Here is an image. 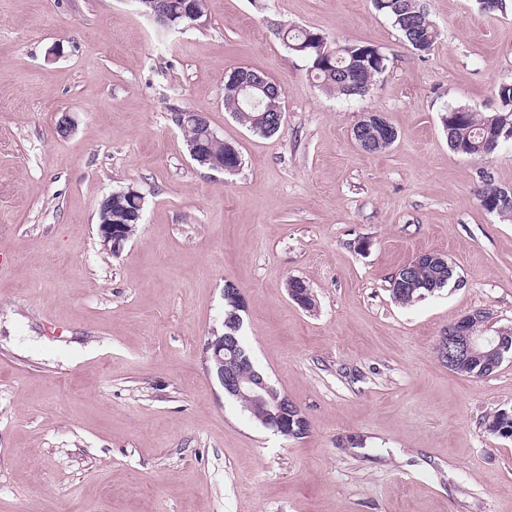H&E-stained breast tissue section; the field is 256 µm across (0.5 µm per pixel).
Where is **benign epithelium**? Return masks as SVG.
Segmentation results:
<instances>
[{
	"label": "benign epithelium",
	"mask_w": 512,
	"mask_h": 512,
	"mask_svg": "<svg viewBox=\"0 0 512 512\" xmlns=\"http://www.w3.org/2000/svg\"><path fill=\"white\" fill-rule=\"evenodd\" d=\"M200 112H185L180 123L183 125L197 124L204 128L203 135L211 141L219 140L217 133L205 126ZM384 118L375 112L363 114L352 128V136L358 146H363L369 136H374L376 146L389 147L395 135L389 130L383 133L372 132L373 127L381 126ZM132 228L127 224H100L98 236L104 249L117 254L131 238ZM490 313L484 309L474 310L462 315L448 325L438 338L437 350L442 359L450 367L474 364L495 357L499 363L512 356V340L505 336V328L495 331L490 329ZM237 356L234 337L229 336L219 343L207 340L204 347V363L209 373L213 374L224 389V393L237 399L249 398L262 400L264 395L273 397V405L266 409L263 417L265 424L275 432L289 435L295 427H304L307 419L301 409L288 396L276 398L278 390L267 379L257 373L248 381H242L234 371Z\"/></svg>",
	"instance_id": "1"
}]
</instances>
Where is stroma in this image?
<instances>
[{"mask_svg": "<svg viewBox=\"0 0 512 512\" xmlns=\"http://www.w3.org/2000/svg\"><path fill=\"white\" fill-rule=\"evenodd\" d=\"M422 4L440 33L425 56L372 0H207L170 33L135 0H0V512H512V439L483 424L512 407V359L477 379L436 352L476 309L512 327V217L477 196L512 187V140L462 156L441 123L500 110L512 0ZM284 25L371 43L387 68L363 98L327 95ZM240 66L284 86L278 133L225 111ZM176 109L205 113L240 169L192 161ZM365 112L396 129L389 148L355 143ZM130 184L143 221L115 255L98 207ZM425 251L462 283L400 305L389 279ZM228 282L302 437L205 369Z\"/></svg>", "mask_w": 512, "mask_h": 512, "instance_id": "1", "label": "stroma"}]
</instances>
